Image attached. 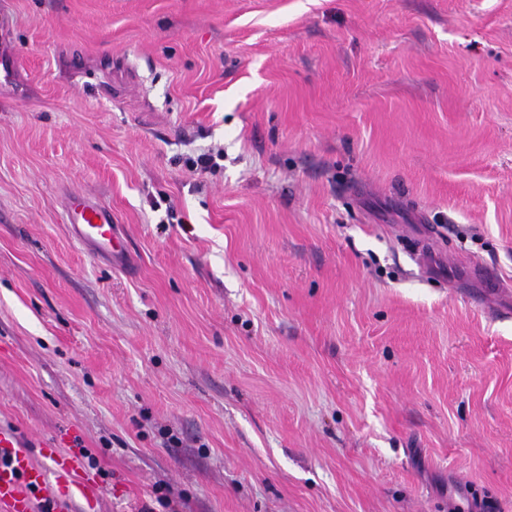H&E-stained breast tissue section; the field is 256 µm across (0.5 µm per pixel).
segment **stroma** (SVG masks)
<instances>
[{"label": "stroma", "instance_id": "35a3bbf8", "mask_svg": "<svg viewBox=\"0 0 512 512\" xmlns=\"http://www.w3.org/2000/svg\"><path fill=\"white\" fill-rule=\"evenodd\" d=\"M0 432L71 512H512V0H0ZM65 215L67 223L96 250L112 255L115 228L112 224V210L98 204L82 193H71L66 198ZM52 462L51 474L55 486L64 489L68 497L79 496L86 500L97 495L98 483L96 478L80 466L79 459L74 454L55 455L52 448H45Z\"/></svg>", "mask_w": 512, "mask_h": 512}]
</instances>
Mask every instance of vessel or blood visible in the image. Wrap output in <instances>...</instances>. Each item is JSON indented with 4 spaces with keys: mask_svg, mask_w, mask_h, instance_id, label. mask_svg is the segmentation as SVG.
I'll return each instance as SVG.
<instances>
[{
    "mask_svg": "<svg viewBox=\"0 0 512 512\" xmlns=\"http://www.w3.org/2000/svg\"><path fill=\"white\" fill-rule=\"evenodd\" d=\"M68 224L96 250L112 252L115 228L110 209L82 193L66 199ZM8 457L9 465H0V512H31L36 496H43L46 512H64L66 500L72 496L94 498L98 491L96 478L82 469L76 455H51V468L33 465L26 449L19 447L9 435L0 436V457Z\"/></svg>",
    "mask_w": 512,
    "mask_h": 512,
    "instance_id": "obj_1",
    "label": "vessel or blood"
}]
</instances>
